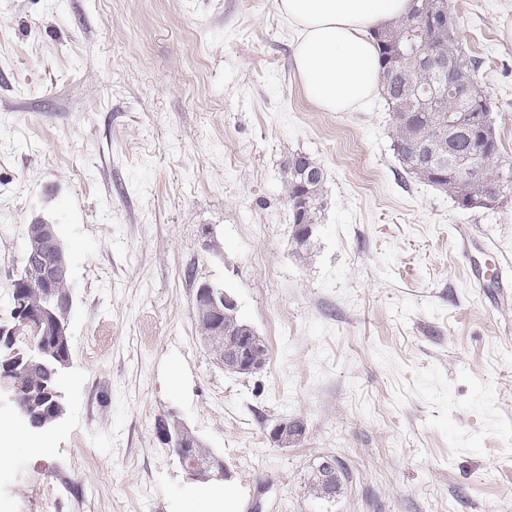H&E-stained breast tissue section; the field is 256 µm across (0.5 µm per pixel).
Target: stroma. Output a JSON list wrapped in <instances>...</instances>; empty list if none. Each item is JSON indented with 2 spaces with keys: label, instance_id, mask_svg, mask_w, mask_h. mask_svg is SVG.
Returning a JSON list of instances; mask_svg holds the SVG:
<instances>
[{
  "label": "stroma",
  "instance_id": "35a3bbf8",
  "mask_svg": "<svg viewBox=\"0 0 512 512\" xmlns=\"http://www.w3.org/2000/svg\"><path fill=\"white\" fill-rule=\"evenodd\" d=\"M512 164V0H448ZM274 0H0V322L25 228L70 267L66 413L0 467V512H213L155 423L220 455L235 512H512V200L465 210L405 174L383 99L321 111ZM325 173L299 259L283 167ZM468 242H461V233ZM237 299L266 367L224 371L195 285ZM303 422L287 448L278 420ZM93 450L84 456L83 447ZM349 479L308 481L324 457ZM44 231L35 237L26 239L25 251H43L47 257L55 261L67 262L66 252L59 238L58 230L54 224H38ZM326 459H323V461L320 463L314 474L312 475L310 481L308 482V489L311 495L322 498L325 496V494L328 492L326 484L324 482V479L322 478L321 470L325 467L326 469L323 470L324 474H326V479L330 481V484L334 482V478L336 477V482L334 486V493L338 494L343 487V483L347 478V472L346 469L340 464L335 458H330L332 462L336 464V474L333 468L329 467L327 463H324L323 466L321 464ZM336 475V476H335Z\"/></svg>",
  "mask_w": 512,
  "mask_h": 512
}]
</instances>
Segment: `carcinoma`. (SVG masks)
<instances>
[{"instance_id":"cac0c4a2","label":"carcinoma","mask_w":512,"mask_h":512,"mask_svg":"<svg viewBox=\"0 0 512 512\" xmlns=\"http://www.w3.org/2000/svg\"><path fill=\"white\" fill-rule=\"evenodd\" d=\"M434 2L413 0L408 15L374 32L383 96L394 120V150L408 176L447 192L454 201L498 203L512 193V165H470L473 149L483 146L497 152L499 139L489 99L475 82L477 64L459 43L455 17L440 20L441 28L423 21L419 7L430 8ZM415 45L441 55L451 64V73L411 61ZM284 171L293 223L318 224L326 206L323 169L306 154L296 153L288 157ZM41 228L42 233L26 239V248L67 261L56 225ZM56 290L61 304L46 317L44 336L34 341L24 330L0 335V384L12 388L18 410L36 430L52 429L65 409L58 380L66 369L62 360L70 355L69 282H58ZM46 293L42 270L23 263L11 284V305H20L21 312H10L9 329L40 314ZM194 317L199 335L216 353L221 341L212 338L214 322L205 305L194 307ZM249 335L242 318H224V341ZM181 441L200 459L217 460L197 444L190 430L183 431Z\"/></svg>"}]
</instances>
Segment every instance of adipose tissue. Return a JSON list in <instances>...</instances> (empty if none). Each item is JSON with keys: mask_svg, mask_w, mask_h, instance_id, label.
<instances>
[{"mask_svg": "<svg viewBox=\"0 0 512 512\" xmlns=\"http://www.w3.org/2000/svg\"><path fill=\"white\" fill-rule=\"evenodd\" d=\"M299 31L295 73L326 112L364 107L379 90L377 47L370 33L406 16L411 0H276Z\"/></svg>", "mask_w": 512, "mask_h": 512, "instance_id": "obj_1", "label": "adipose tissue"}]
</instances>
